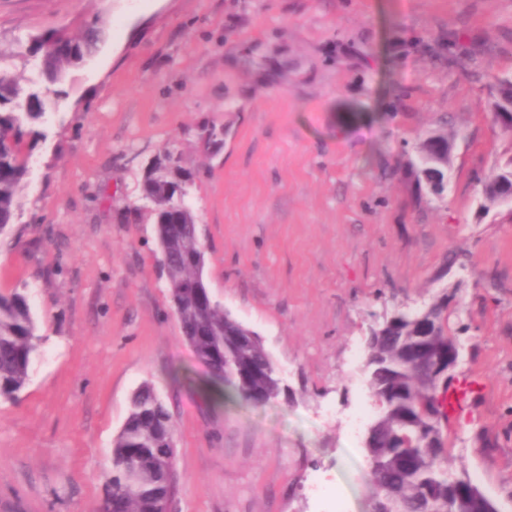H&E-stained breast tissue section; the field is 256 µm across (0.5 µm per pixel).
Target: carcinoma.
Here are the masks:
<instances>
[{
  "label": "carcinoma",
  "mask_w": 512,
  "mask_h": 512,
  "mask_svg": "<svg viewBox=\"0 0 512 512\" xmlns=\"http://www.w3.org/2000/svg\"><path fill=\"white\" fill-rule=\"evenodd\" d=\"M98 31L92 27L76 38L64 29L49 31L34 40L38 70L49 81L62 78L97 49ZM45 115L40 93L24 87L9 70L0 68V236L7 233L20 207L23 181L29 172L26 124ZM448 142V134L429 132L418 147L419 171L431 165V151ZM508 170L498 167L484 184V208L512 193ZM179 160L170 152L148 172L144 198L153 204L158 246L171 301L190 325V341L199 359H210L224 375L212 377L215 399L224 395L261 400L281 392L273 363L251 331L224 312L203 281L205 259L200 255V234L191 208L174 205L183 186ZM453 297L442 290L427 307L401 312L386 333L368 340L365 375L377 397L375 447L365 449L375 512H448L456 497L448 490L467 494L468 512H492L493 501L467 478L448 470V448L442 431L428 415H443L440 399L429 374L419 362L448 343L453 335L448 307ZM43 337L38 317L28 297L18 291L0 293V399L13 401L27 386L29 367ZM173 417L166 404L145 383L129 400L128 416L112 440L110 467L104 494L119 499L124 512H150L152 503L172 493L177 484Z\"/></svg>",
  "instance_id": "cac0c4a2"
}]
</instances>
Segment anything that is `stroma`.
I'll return each instance as SVG.
<instances>
[{
	"label": "stroma",
	"mask_w": 512,
	"mask_h": 512,
	"mask_svg": "<svg viewBox=\"0 0 512 512\" xmlns=\"http://www.w3.org/2000/svg\"><path fill=\"white\" fill-rule=\"evenodd\" d=\"M106 33L44 96L0 292L44 341L0 402V512H92L131 394L173 415L175 512H323L319 474L369 512L363 362L372 327L456 294L454 377L481 394L445 428L448 469L512 512V216L484 210L512 159L490 83L512 76V0H0V66L32 40ZM446 127L443 194L410 167ZM172 152L213 298L261 337L283 394L214 403L183 339L141 200ZM459 256L457 264L446 261ZM511 166L512 159H510L509 165L498 167L495 174L487 182H485L483 186V206L485 209L490 210L492 207L496 206L501 197V194L512 193V180L506 177L509 170L504 169V167L509 168Z\"/></svg>",
	"instance_id": "obj_1"
}]
</instances>
